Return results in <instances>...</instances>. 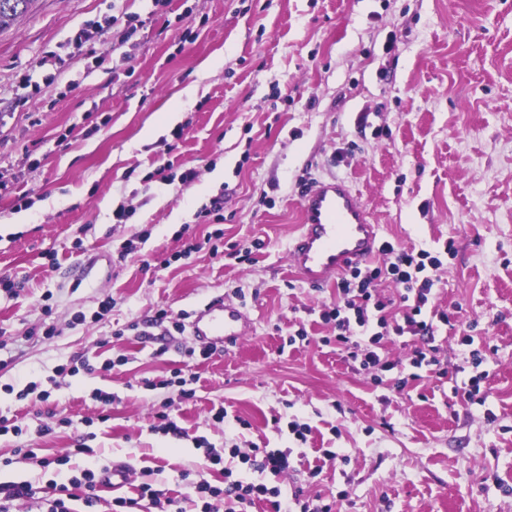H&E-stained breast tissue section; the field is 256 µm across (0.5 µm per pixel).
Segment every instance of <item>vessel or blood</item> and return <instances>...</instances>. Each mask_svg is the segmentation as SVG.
<instances>
[{"instance_id": "b4317fda", "label": "vessel or blood", "mask_w": 512, "mask_h": 512, "mask_svg": "<svg viewBox=\"0 0 512 512\" xmlns=\"http://www.w3.org/2000/svg\"><path fill=\"white\" fill-rule=\"evenodd\" d=\"M300 209L299 233L288 255L305 283L323 284L378 255L379 228L345 181L315 183L304 193ZM243 319L238 308L214 299L196 312L190 334L226 347L240 340Z\"/></svg>"}]
</instances>
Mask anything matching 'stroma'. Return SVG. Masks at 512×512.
Wrapping results in <instances>:
<instances>
[{"label":"stroma","mask_w":512,"mask_h":512,"mask_svg":"<svg viewBox=\"0 0 512 512\" xmlns=\"http://www.w3.org/2000/svg\"><path fill=\"white\" fill-rule=\"evenodd\" d=\"M110 4L33 0L0 31V279L24 284L16 297L0 289V416L23 429L0 436V482L51 494L72 471L39 458L81 438L85 464L132 470L98 488L106 500L146 480L176 488L182 470L220 487L228 466L288 497L335 501V512H512V0H170L150 17L126 0L146 17L131 37L105 25ZM93 22L96 37L73 44ZM103 53L119 67L97 66ZM32 72L38 87H24ZM188 168L198 177L180 186ZM305 174L346 180L383 238L434 252L454 240L437 302L460 306L487 350L485 406L452 392L460 355L448 327L434 341L447 377L401 392L391 374L374 383L322 343L336 284H306L288 256ZM219 196L223 221L198 222ZM121 204L133 214L116 224ZM218 231L222 256L181 258ZM219 297L245 309V336L186 361L202 342L165 332L157 311L188 323ZM106 299L103 321L71 326ZM51 324L58 334L44 338ZM301 328L306 339L289 343ZM78 355L127 362L58 378ZM183 365L196 395L173 412L187 433L176 439L149 428L175 388L142 382ZM292 420L311 426L307 442ZM199 437L288 450L294 468H207Z\"/></svg>","instance_id":"stroma-1"}]
</instances>
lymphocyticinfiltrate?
Returning a JSON list of instances; mask_svg holds the SVG:
<instances>
[{
  "label": "lymphocytic infiltrate",
  "mask_w": 512,
  "mask_h": 512,
  "mask_svg": "<svg viewBox=\"0 0 512 512\" xmlns=\"http://www.w3.org/2000/svg\"><path fill=\"white\" fill-rule=\"evenodd\" d=\"M382 264L352 267L336 284V301L324 310L322 318L334 326V340L356 370L391 371L395 364L382 358L380 351L385 339L411 335L417 337L410 364L426 369L437 376L446 370L436 357L435 334L439 325L451 327L461 323L457 310H439L435 307L438 270L441 261L428 250L405 248L396 241H383L380 248ZM395 283L398 294L383 298L378 293L381 279ZM102 474L92 468H79L77 475L56 485L55 494L38 496L30 482L0 483V512H13L16 504L36 507L37 512H71L68 503L82 499L84 505H99L97 486L102 485ZM149 500L155 512H219V504H227L228 512H248L256 501L267 500L270 512H332L331 504H313L301 499H288L280 489L267 488L234 478L232 469H225L223 486L216 487L201 480L193 487V496L185 500L170 492L154 489L152 483L137 486L135 496L113 499V506L124 512H134L142 500Z\"/></svg>",
  "instance_id": "1"
}]
</instances>
